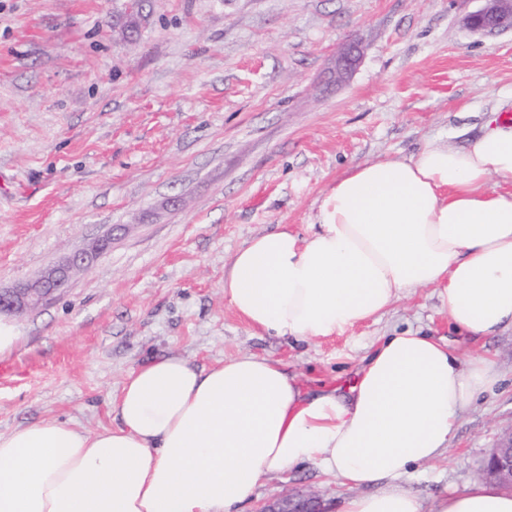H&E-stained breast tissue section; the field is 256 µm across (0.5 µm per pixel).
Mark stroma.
<instances>
[{
	"label": "stroma",
	"mask_w": 512,
	"mask_h": 512,
	"mask_svg": "<svg viewBox=\"0 0 512 512\" xmlns=\"http://www.w3.org/2000/svg\"><path fill=\"white\" fill-rule=\"evenodd\" d=\"M481 0H0V288L124 230L41 309L11 319L0 432L34 421L112 425L110 400L149 360L199 368L244 353L311 387L345 385L381 336L420 330L498 381L461 412L452 445L407 488L424 505L482 479L512 429V331L457 334L434 289L377 321L307 343L259 336L224 299V266L252 237L311 233L346 169L467 144L512 105V29L474 32ZM356 42L344 82L327 66ZM352 490L307 462L244 512L292 494L328 512Z\"/></svg>",
	"instance_id": "1"
}]
</instances>
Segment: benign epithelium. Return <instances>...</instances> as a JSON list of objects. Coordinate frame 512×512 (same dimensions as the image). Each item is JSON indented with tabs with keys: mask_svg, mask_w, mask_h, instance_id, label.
Here are the masks:
<instances>
[{
	"mask_svg": "<svg viewBox=\"0 0 512 512\" xmlns=\"http://www.w3.org/2000/svg\"><path fill=\"white\" fill-rule=\"evenodd\" d=\"M484 5L466 18L473 32L512 28V0H483ZM360 61V49L350 44L332 61L330 72L336 80L348 78ZM112 246V234L94 241L87 248L75 251L46 269L40 276L0 288V316L34 311L63 293L75 275L89 269L98 257ZM482 473L502 488L512 490V432L490 452ZM259 512H325L323 504L313 498L287 496L265 504Z\"/></svg>",
	"mask_w": 512,
	"mask_h": 512,
	"instance_id": "1",
	"label": "benign epithelium"
}]
</instances>
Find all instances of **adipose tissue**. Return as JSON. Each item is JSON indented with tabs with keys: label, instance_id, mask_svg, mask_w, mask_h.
I'll return each instance as SVG.
<instances>
[{
	"label": "adipose tissue",
	"instance_id": "adipose-tissue-1",
	"mask_svg": "<svg viewBox=\"0 0 512 512\" xmlns=\"http://www.w3.org/2000/svg\"><path fill=\"white\" fill-rule=\"evenodd\" d=\"M315 222L257 235L226 266L224 298L253 330L340 336L428 287L457 333L512 328V120L500 112L466 147L432 138L349 168ZM496 381L488 358L461 364L412 330L382 337L342 390L303 391L269 357L199 370L163 356L122 381L116 425L0 433V512H243L305 461L353 488L338 512H423L405 480L448 451L459 411ZM434 512H512V494L479 480Z\"/></svg>",
	"mask_w": 512,
	"mask_h": 512
}]
</instances>
